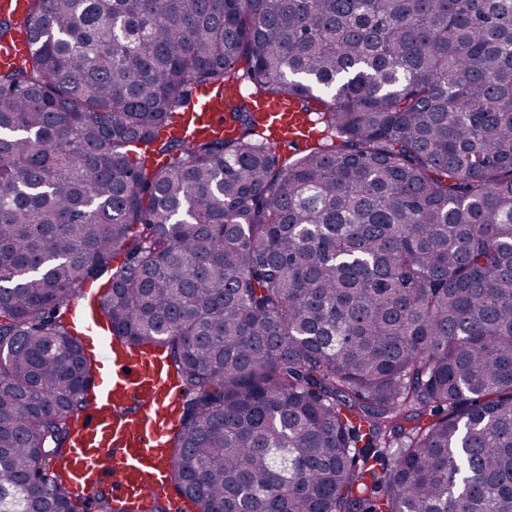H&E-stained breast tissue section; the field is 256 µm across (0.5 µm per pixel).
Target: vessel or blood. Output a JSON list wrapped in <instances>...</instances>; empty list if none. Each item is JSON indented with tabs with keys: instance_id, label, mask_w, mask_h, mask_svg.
Segmentation results:
<instances>
[{
	"instance_id": "b4317fda",
	"label": "vessel or blood",
	"mask_w": 512,
	"mask_h": 512,
	"mask_svg": "<svg viewBox=\"0 0 512 512\" xmlns=\"http://www.w3.org/2000/svg\"><path fill=\"white\" fill-rule=\"evenodd\" d=\"M33 41L22 33L0 45V68L26 55ZM240 95L238 88L199 89L193 108L174 115L168 134L190 142L204 135L223 136L232 128L224 111ZM256 109L279 144L300 145L314 134L311 113L297 109L283 94L257 102ZM80 336L100 359L105 374L96 380L99 395L71 421L68 452L52 462L72 491L90 496L109 485L115 499L135 502L148 512L154 493L165 489L170 465L166 438L180 424L183 393L160 353L145 346L127 352L95 322L86 297L71 301Z\"/></svg>"
}]
</instances>
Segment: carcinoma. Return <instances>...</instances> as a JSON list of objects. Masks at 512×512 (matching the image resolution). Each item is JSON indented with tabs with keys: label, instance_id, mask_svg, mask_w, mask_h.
<instances>
[{
	"label": "carcinoma",
	"instance_id": "carcinoma-1",
	"mask_svg": "<svg viewBox=\"0 0 512 512\" xmlns=\"http://www.w3.org/2000/svg\"><path fill=\"white\" fill-rule=\"evenodd\" d=\"M0 43V512L95 359L69 303L181 383L197 512H512V0H28ZM247 59L244 72L235 64ZM250 84L230 139L160 131ZM320 136L284 162L253 103ZM29 32L17 36L13 42L0 45V68L8 67L19 57L26 55L33 47Z\"/></svg>",
	"mask_w": 512,
	"mask_h": 512
}]
</instances>
